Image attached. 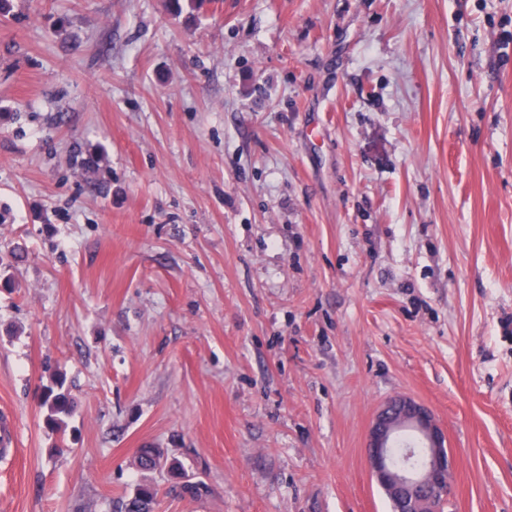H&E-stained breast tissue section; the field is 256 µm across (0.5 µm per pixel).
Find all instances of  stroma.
Segmentation results:
<instances>
[{"mask_svg": "<svg viewBox=\"0 0 512 512\" xmlns=\"http://www.w3.org/2000/svg\"><path fill=\"white\" fill-rule=\"evenodd\" d=\"M510 32L512 0H14L0 512H389L398 396L448 431L450 512H512ZM49 384L44 386L41 407L44 409L45 423L51 428H59L64 418L73 410V401L65 379L61 374L49 375Z\"/></svg>", "mask_w": 512, "mask_h": 512, "instance_id": "1", "label": "stroma"}]
</instances>
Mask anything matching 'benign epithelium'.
I'll list each match as a JSON object with an SVG mask.
<instances>
[{
  "label": "benign epithelium",
  "instance_id": "1",
  "mask_svg": "<svg viewBox=\"0 0 512 512\" xmlns=\"http://www.w3.org/2000/svg\"><path fill=\"white\" fill-rule=\"evenodd\" d=\"M404 431L416 435L422 450V459L407 468L397 466L392 455ZM366 461L384 491L403 501L405 512H440L450 491L455 457L448 447L447 430L424 404L404 396L387 401L369 426Z\"/></svg>",
  "mask_w": 512,
  "mask_h": 512
}]
</instances>
